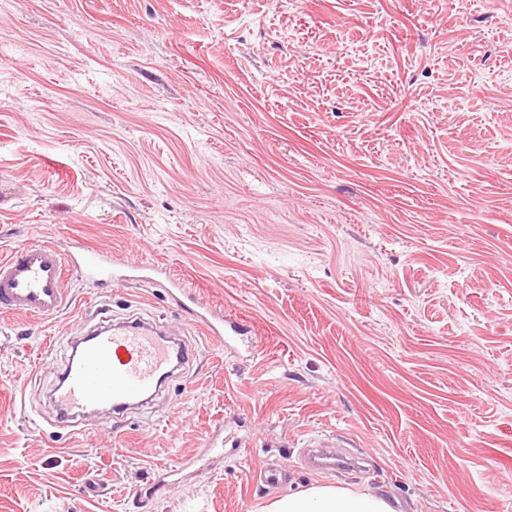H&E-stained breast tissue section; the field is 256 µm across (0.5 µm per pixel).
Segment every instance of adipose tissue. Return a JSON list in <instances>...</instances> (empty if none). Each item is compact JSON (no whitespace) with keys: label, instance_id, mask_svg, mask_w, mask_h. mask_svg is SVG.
Instances as JSON below:
<instances>
[{"label":"adipose tissue","instance_id":"1","mask_svg":"<svg viewBox=\"0 0 512 512\" xmlns=\"http://www.w3.org/2000/svg\"><path fill=\"white\" fill-rule=\"evenodd\" d=\"M270 512H394L383 497L331 484H315L273 502Z\"/></svg>","mask_w":512,"mask_h":512}]
</instances>
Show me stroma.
<instances>
[{
    "instance_id": "stroma-1",
    "label": "stroma",
    "mask_w": 512,
    "mask_h": 512,
    "mask_svg": "<svg viewBox=\"0 0 512 512\" xmlns=\"http://www.w3.org/2000/svg\"><path fill=\"white\" fill-rule=\"evenodd\" d=\"M0 46V256L140 258L241 322L225 346L165 285L74 279L59 315L0 312V512H262L316 482L512 512V0H0ZM101 308L193 353L75 436L50 393ZM314 437L363 466L308 470Z\"/></svg>"
}]
</instances>
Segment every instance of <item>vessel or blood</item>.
I'll return each mask as SVG.
<instances>
[{"mask_svg":"<svg viewBox=\"0 0 512 512\" xmlns=\"http://www.w3.org/2000/svg\"><path fill=\"white\" fill-rule=\"evenodd\" d=\"M152 264L126 263L120 280L150 284ZM74 277L93 284L111 279L112 265L102 252L78 246L63 251L50 243L26 244L0 259V310L28 317H50L65 306L64 282ZM169 292L181 295V308L205 336L225 342L237 324H226L223 312L185 296L182 281L169 277ZM80 344L65 360L51 391L59 418L84 420L100 412L123 414L143 406L190 357L181 339L141 319L101 324L77 331Z\"/></svg>","mask_w":512,"mask_h":512,"instance_id":"1","label":"vessel or blood"}]
</instances>
